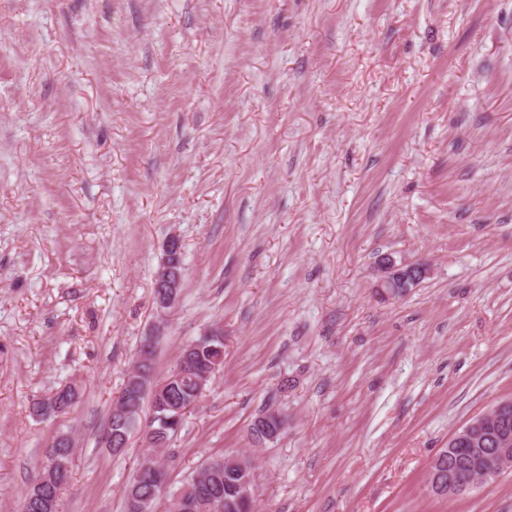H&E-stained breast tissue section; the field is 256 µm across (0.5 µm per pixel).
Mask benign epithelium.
Listing matches in <instances>:
<instances>
[{
    "mask_svg": "<svg viewBox=\"0 0 512 512\" xmlns=\"http://www.w3.org/2000/svg\"><path fill=\"white\" fill-rule=\"evenodd\" d=\"M381 277L377 288L380 290L402 288L406 291L419 286L430 275V269L422 263L411 265H396L387 258L379 265ZM183 270L180 264L162 261L153 277L154 287L162 289L166 294L164 307L175 306L180 297L178 288L182 287ZM504 406L500 402L486 413L473 418L458 428L448 438L450 447L462 452L469 446L483 447L485 467L476 482L467 486L460 485L452 472L443 468L428 472V484L431 490L441 496L457 497L477 486L497 479L500 472L512 467V427L509 426L508 417L494 420ZM288 426L284 414L276 409H269L258 416L251 425V435L257 447H263L276 441Z\"/></svg>",
    "mask_w": 512,
    "mask_h": 512,
    "instance_id": "1",
    "label": "benign epithelium"
}]
</instances>
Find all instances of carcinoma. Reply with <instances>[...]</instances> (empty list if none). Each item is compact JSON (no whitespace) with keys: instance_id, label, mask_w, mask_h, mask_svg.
Returning a JSON list of instances; mask_svg holds the SVG:
<instances>
[{"instance_id":"cac0c4a2","label":"carcinoma","mask_w":512,"mask_h":512,"mask_svg":"<svg viewBox=\"0 0 512 512\" xmlns=\"http://www.w3.org/2000/svg\"><path fill=\"white\" fill-rule=\"evenodd\" d=\"M156 346L143 338L133 367L124 387L117 398L120 411L113 414L110 433L115 442L123 441V435L138 431L141 421L151 418V427L156 429L161 448L170 447L171 442L183 425L186 413L193 409L202 398L205 384L209 383L224 365V342L205 338L188 357L178 355L167 376L177 375L169 385L155 375ZM80 391L74 384L64 385L54 392L35 398L30 402L29 414L40 421L68 414L79 399ZM74 448L70 438L60 435L52 441L47 452V461L56 458L71 463ZM206 480L195 477L186 481L176 490L169 489L168 469H159L156 462L142 457L135 473L125 488V512H155L156 505L164 502V512H254V500H234L231 493L230 474L245 471L253 478V468H241L243 458L236 456L213 457ZM483 464L482 454L473 451L464 457V463L457 471L458 480L470 482ZM69 478V471L50 472L44 467L22 497L20 512H57L59 491ZM232 500L233 505H224L219 511L211 503Z\"/></svg>"}]
</instances>
